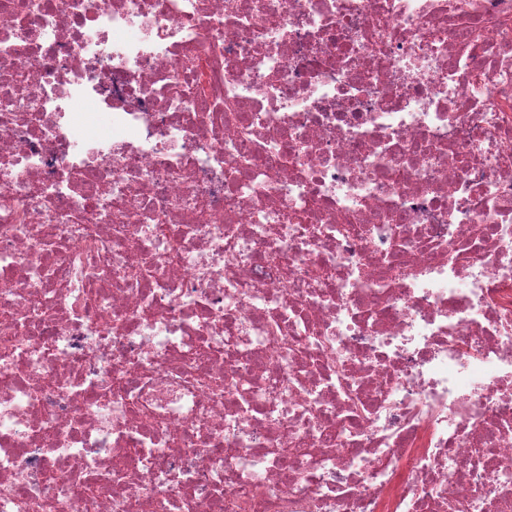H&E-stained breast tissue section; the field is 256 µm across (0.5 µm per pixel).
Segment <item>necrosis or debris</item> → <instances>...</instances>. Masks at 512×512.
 I'll use <instances>...</instances> for the list:
<instances>
[{
    "label": "necrosis or debris",
    "mask_w": 512,
    "mask_h": 512,
    "mask_svg": "<svg viewBox=\"0 0 512 512\" xmlns=\"http://www.w3.org/2000/svg\"><path fill=\"white\" fill-rule=\"evenodd\" d=\"M455 501L512 512V0H0V512Z\"/></svg>",
    "instance_id": "4bbe7bcc"
}]
</instances>
